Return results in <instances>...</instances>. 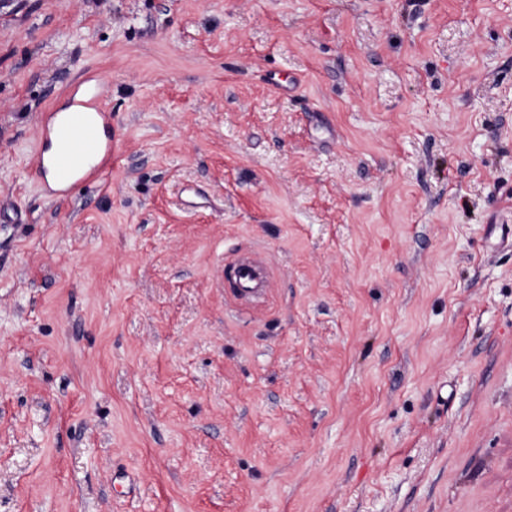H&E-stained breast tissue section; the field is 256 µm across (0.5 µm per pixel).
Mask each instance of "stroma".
Here are the masks:
<instances>
[{"mask_svg": "<svg viewBox=\"0 0 512 512\" xmlns=\"http://www.w3.org/2000/svg\"><path fill=\"white\" fill-rule=\"evenodd\" d=\"M1 193L0 512H512V0H0ZM107 85L96 75L61 92L37 119L33 169L44 194L68 197L93 182L117 149ZM94 161H98L94 164ZM228 266L231 273L227 284L235 299L247 293H257L265 289L268 274L266 262L260 254L239 255Z\"/></svg>", "mask_w": 512, "mask_h": 512, "instance_id": "stroma-1", "label": "stroma"}]
</instances>
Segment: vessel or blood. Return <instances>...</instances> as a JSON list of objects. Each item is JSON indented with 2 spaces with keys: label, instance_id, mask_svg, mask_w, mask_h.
Wrapping results in <instances>:
<instances>
[{
  "label": "vessel or blood",
  "instance_id": "obj_1",
  "mask_svg": "<svg viewBox=\"0 0 512 512\" xmlns=\"http://www.w3.org/2000/svg\"><path fill=\"white\" fill-rule=\"evenodd\" d=\"M37 136L33 169L47 197H67L93 182L117 149L106 83L89 76L65 88L60 102L40 112ZM229 267L228 286L234 298L264 290L268 274L260 254L237 256Z\"/></svg>",
  "mask_w": 512,
  "mask_h": 512
}]
</instances>
